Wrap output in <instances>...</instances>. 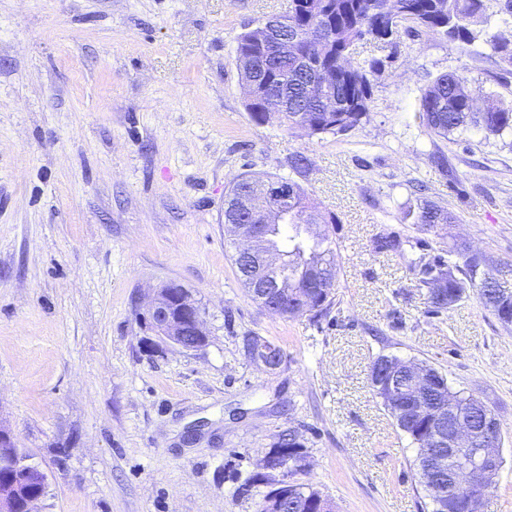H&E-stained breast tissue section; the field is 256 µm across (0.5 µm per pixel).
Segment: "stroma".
<instances>
[{
    "label": "stroma",
    "instance_id": "1",
    "mask_svg": "<svg viewBox=\"0 0 512 512\" xmlns=\"http://www.w3.org/2000/svg\"><path fill=\"white\" fill-rule=\"evenodd\" d=\"M287 7L0 0V424L47 476L42 512H257L263 491L244 484L288 432L310 460L298 481L335 512H430L369 381L381 353L427 362L492 409L505 464L481 512H512V326L473 290L429 314L407 266L458 242L486 273L512 262V134L450 141L417 119L441 74L508 107L512 74L492 50L417 28L359 43L355 63L384 66L352 131L260 125L236 41ZM245 172L295 177L336 216L326 317L270 313L238 280L224 196ZM420 181L457 223L402 222ZM385 237L401 252L379 251ZM166 283L200 302L202 350L143 348L137 304ZM251 335L281 347V368L248 361Z\"/></svg>",
    "mask_w": 512,
    "mask_h": 512
}]
</instances>
